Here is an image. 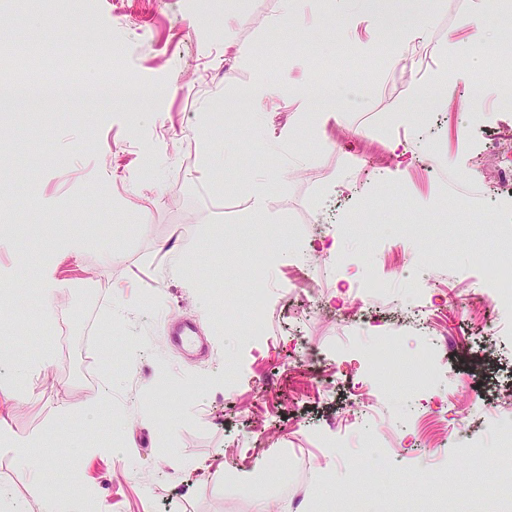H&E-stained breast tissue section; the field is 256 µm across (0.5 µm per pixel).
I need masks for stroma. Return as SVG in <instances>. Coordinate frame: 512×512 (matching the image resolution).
Wrapping results in <instances>:
<instances>
[{"instance_id":"obj_1","label":"stroma","mask_w":512,"mask_h":512,"mask_svg":"<svg viewBox=\"0 0 512 512\" xmlns=\"http://www.w3.org/2000/svg\"><path fill=\"white\" fill-rule=\"evenodd\" d=\"M0 0V48L41 41L61 53L107 42L111 72L87 69L66 106L31 123L0 93V365L22 369L0 422L24 438L52 429L58 406L79 408L41 477L0 452V485L42 512L44 483L69 471L78 495L108 512H480L472 481L512 479V312L461 317L449 288L480 289L483 263L504 261L499 227L512 204L485 201V144L512 125V91L498 73L512 11L490 0H384L371 22L426 27L428 63L409 69L392 41L352 44L336 0H81L85 26L54 25L71 0ZM479 20L493 32L459 55L465 79L442 74L449 41ZM148 40H141L140 32ZM437 95L411 102L414 83ZM263 83L262 111L244 95ZM341 92L346 123L315 131L299 116L311 85ZM426 120L395 136L415 153L400 164L379 134L406 104ZM264 211L255 213V189ZM290 228L266 268L276 331L250 334V272L271 232ZM54 292H41L44 267ZM323 290L305 320L288 317L296 267ZM358 327L341 326L346 298L371 275ZM438 318L447 345L413 322ZM196 325L204 349L175 343ZM319 347L340 383L310 367ZM370 388L361 425L346 380ZM110 395L116 420L94 402ZM335 441L306 459L312 433ZM242 439L250 468L225 448ZM291 472L261 484L264 466Z\"/></svg>"}]
</instances>
